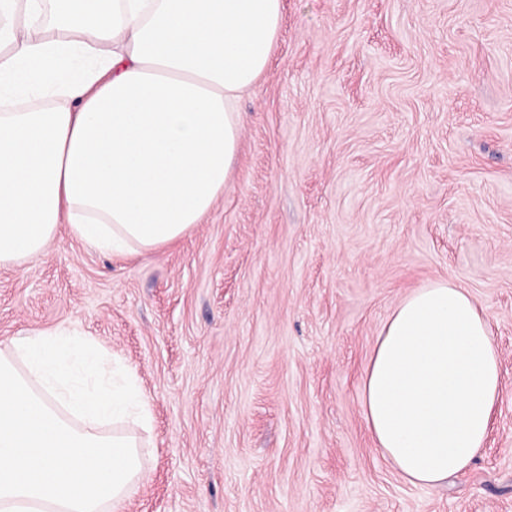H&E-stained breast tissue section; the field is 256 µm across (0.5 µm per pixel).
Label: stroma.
Masks as SVG:
<instances>
[{
    "mask_svg": "<svg viewBox=\"0 0 512 512\" xmlns=\"http://www.w3.org/2000/svg\"><path fill=\"white\" fill-rule=\"evenodd\" d=\"M228 187L179 243L68 235L0 267V341L75 325L152 413L126 512H512V0H283ZM452 280L503 384L486 448L407 484L361 378L394 307Z\"/></svg>",
    "mask_w": 512,
    "mask_h": 512,
    "instance_id": "obj_1",
    "label": "stroma"
}]
</instances>
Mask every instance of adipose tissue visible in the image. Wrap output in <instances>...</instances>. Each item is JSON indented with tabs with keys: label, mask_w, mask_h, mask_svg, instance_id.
Returning a JSON list of instances; mask_svg holds the SVG:
<instances>
[{
	"label": "adipose tissue",
	"mask_w": 512,
	"mask_h": 512,
	"mask_svg": "<svg viewBox=\"0 0 512 512\" xmlns=\"http://www.w3.org/2000/svg\"><path fill=\"white\" fill-rule=\"evenodd\" d=\"M281 18L282 0H0V266L64 230L132 256L202 223ZM501 392L488 318L438 281L389 315L361 405L398 474L436 487L481 453Z\"/></svg>",
	"instance_id": "ef3b65f1"
}]
</instances>
